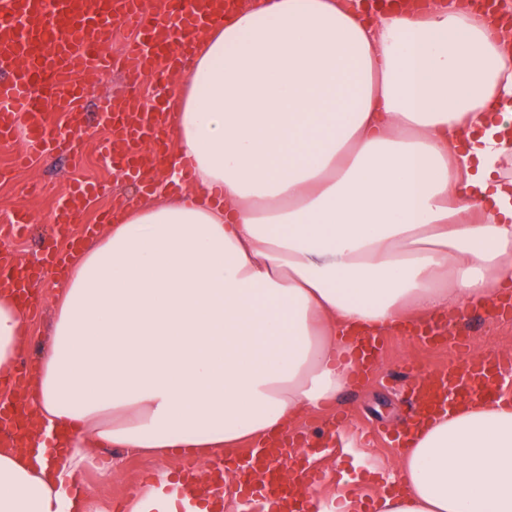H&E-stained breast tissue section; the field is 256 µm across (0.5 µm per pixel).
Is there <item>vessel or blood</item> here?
Wrapping results in <instances>:
<instances>
[{"label":"vessel or blood","mask_w":512,"mask_h":512,"mask_svg":"<svg viewBox=\"0 0 512 512\" xmlns=\"http://www.w3.org/2000/svg\"><path fill=\"white\" fill-rule=\"evenodd\" d=\"M237 0H0V143L25 136L28 163L34 153L78 154L83 113L88 95L87 75L113 65L126 75L142 77L157 66L183 64L198 35L223 24ZM137 32L118 60H109L105 42L115 25ZM64 107L68 126L57 125L51 107ZM162 113L146 100L125 91L106 100L100 123L110 135L102 144L103 157L120 175L139 179V149L154 147L162 162L165 143ZM104 190L82 180L69 185L53 222L58 233L69 231L82 212ZM34 271L21 255L0 249V291L31 294ZM512 377V355L463 356L448 368L415 376L411 387L414 417L457 404L497 397L501 383ZM211 479L200 484L192 466L177 480L158 468L152 481L177 512H224V476L232 474L241 495L278 503L280 512H310L311 491L319 477L301 461L290 437H278L250 449L244 456L217 455L210 462Z\"/></svg>","instance_id":"b4317fda"}]
</instances>
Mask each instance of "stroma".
Instances as JSON below:
<instances>
[{"label":"stroma","instance_id":"1","mask_svg":"<svg viewBox=\"0 0 512 512\" xmlns=\"http://www.w3.org/2000/svg\"><path fill=\"white\" fill-rule=\"evenodd\" d=\"M106 134V129L100 128L86 137L82 145L83 162L77 169L71 167L66 155L57 153L39 157L30 169L17 170L13 167L16 145H0V169L6 171L5 177L0 178V221L8 220L19 206L27 207L31 213V222L22 235L10 238V248L29 258L40 254L41 243L52 225V207L72 180L107 183L105 194L88 209L84 223L96 224L100 212L129 201V183L101 160L98 142ZM55 291L56 282L50 277L37 289L39 312L31 319L29 344L22 352L28 362L37 359ZM472 326L468 344L478 348L480 354L512 353V318L494 317L485 307L480 317L473 319ZM459 355L457 339L453 336L437 344L410 335L387 336L369 376L336 397L335 407L345 416L342 433L333 437L322 435L323 424L329 419L325 413L309 415L295 423V430L306 431L315 444L312 465L324 474L313 491L314 499L342 493L366 507L383 489L391 487L398 478L395 443L367 441V430L377 427L395 433L407 424L411 401L405 394L404 383L398 380L400 373L432 371L457 361ZM94 459V466L84 473V481L96 492L102 512H113L114 500L128 496L136 486L145 483L148 471L159 464L158 459L130 456L123 449L113 447L95 449ZM107 466L112 469V477L105 481L100 478L99 470Z\"/></svg>","mask_w":512,"mask_h":512}]
</instances>
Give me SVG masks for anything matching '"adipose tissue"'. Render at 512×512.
<instances>
[{"instance_id":"adipose-tissue-1","label":"adipose tissue","mask_w":512,"mask_h":512,"mask_svg":"<svg viewBox=\"0 0 512 512\" xmlns=\"http://www.w3.org/2000/svg\"><path fill=\"white\" fill-rule=\"evenodd\" d=\"M160 109L155 190L58 287L24 396L50 442L0 450V512H96L94 448L172 461L282 432L350 384V330L512 284V37L478 12L246 0ZM29 321L0 292V375ZM396 468L377 512H512V398L414 430Z\"/></svg>"}]
</instances>
